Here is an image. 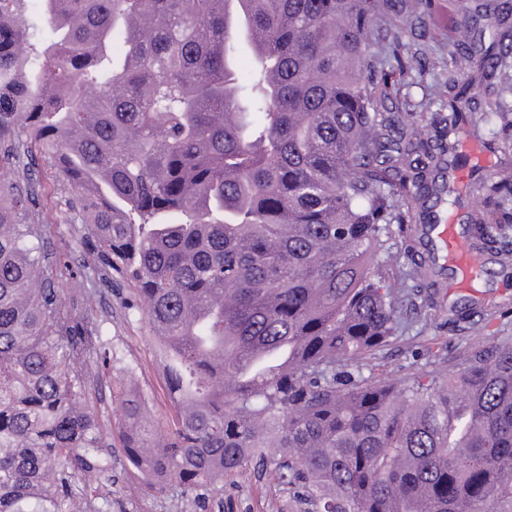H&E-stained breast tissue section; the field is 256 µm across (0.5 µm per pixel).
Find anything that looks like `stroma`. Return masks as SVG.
I'll return each mask as SVG.
<instances>
[{"mask_svg": "<svg viewBox=\"0 0 512 512\" xmlns=\"http://www.w3.org/2000/svg\"><path fill=\"white\" fill-rule=\"evenodd\" d=\"M458 0H433L428 15L427 33L415 51L421 70L413 84L402 87L401 94L411 104L405 116L413 125L438 124L448 109L433 96L436 83L449 75L448 34L459 19ZM461 164L451 173L450 184L458 206L434 207L429 221L454 224L464 231L467 215L480 213L476 184L492 176L504 164H512V128L479 124L466 130L458 144ZM72 196L50 164L40 169L36 221L49 225L51 243L57 256L77 268L93 262L96 255L93 237L74 221L67 203ZM481 263L473 279L459 286L456 278L441 277L435 304L425 296L415 297L416 307L403 315V325L392 343L380 351L376 363L384 377L396 381L428 369L432 358L454 362L477 341L473 323L487 327L491 336H512V265L502 266L498 255L482 249ZM97 289L92 313L95 319L111 324L115 362L95 366L96 374L115 378L126 373L131 385L145 399L150 421L157 431H166L173 415L163 363L150 337L143 312L121 274L111 282L97 279L75 287L62 281L60 288L67 301L80 303L81 288ZM108 489L115 503L114 512H197L187 499L170 494L148 493L139 473L125 457H118ZM205 512H308L297 490L279 487L273 467L250 468L224 478V492L210 497Z\"/></svg>", "mask_w": 512, "mask_h": 512, "instance_id": "stroma-1", "label": "stroma"}]
</instances>
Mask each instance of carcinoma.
I'll use <instances>...</instances> for the list:
<instances>
[{
	"mask_svg": "<svg viewBox=\"0 0 512 512\" xmlns=\"http://www.w3.org/2000/svg\"><path fill=\"white\" fill-rule=\"evenodd\" d=\"M0 0V512H112L109 428L92 363L112 338L56 284L122 273L160 346L175 410L155 432L117 381L126 459L159 493L219 491L275 466L312 512H512V336L401 382L364 373L407 296L399 240L442 189L414 148L458 161L512 52V8L463 0L443 142L426 126L394 159L396 113L430 0ZM255 65L241 82L240 46ZM72 192L100 263L77 272L32 222L34 152ZM25 161L27 182L17 184ZM481 244L512 260V168L477 185ZM417 287L439 276L412 264ZM261 347L271 361L253 363Z\"/></svg>",
	"mask_w": 512,
	"mask_h": 512,
	"instance_id": "obj_1",
	"label": "carcinoma"
}]
</instances>
